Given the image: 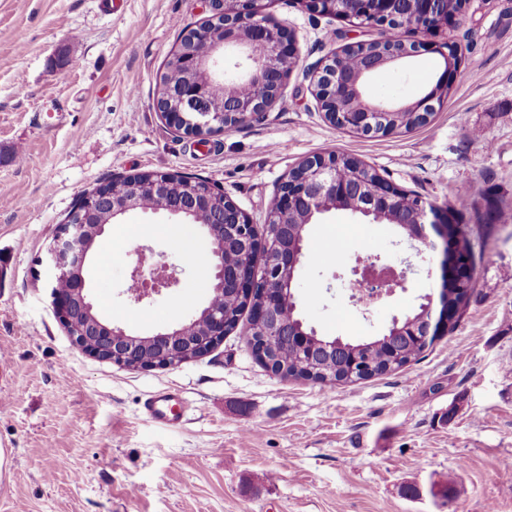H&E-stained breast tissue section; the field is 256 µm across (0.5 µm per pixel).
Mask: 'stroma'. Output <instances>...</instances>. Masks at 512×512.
<instances>
[{"instance_id": "35a3bbf8", "label": "stroma", "mask_w": 512, "mask_h": 512, "mask_svg": "<svg viewBox=\"0 0 512 512\" xmlns=\"http://www.w3.org/2000/svg\"><path fill=\"white\" fill-rule=\"evenodd\" d=\"M265 13L294 33L298 64L263 117L201 145L156 99L181 32L209 16L206 0H0V512H512V0H468L462 22L436 36L460 52L447 102L428 124L378 137L329 124L307 75L376 30L301 0H266ZM441 70L424 54L370 92L412 101ZM330 153L455 207L480 233L475 291L416 364L334 387L273 375L235 331L168 369L73 345L52 306L48 248L81 195L115 176L178 173L260 223L289 170ZM168 222L133 211L107 225L88 264L104 321L147 334L206 303L209 241L196 226L177 247ZM139 248L178 284L137 303L127 288ZM376 255L409 272L366 308L348 272ZM293 289L319 335L355 341L438 295L439 256L416 255L395 225L336 210L310 225ZM162 390L180 397L171 425L143 408ZM409 484L419 497L405 495Z\"/></svg>"}]
</instances>
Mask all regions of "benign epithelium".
I'll return each instance as SVG.
<instances>
[{"label":"benign epithelium","mask_w":512,"mask_h":512,"mask_svg":"<svg viewBox=\"0 0 512 512\" xmlns=\"http://www.w3.org/2000/svg\"><path fill=\"white\" fill-rule=\"evenodd\" d=\"M210 15L186 34L171 54L186 80L167 89L156 100L165 120L184 135L208 140L212 130H229L260 118L276 102L295 64V43L290 31L271 23L261 10V0H208ZM307 10L322 16H338L355 27L374 28L379 35L349 43L327 56L313 70L315 97L325 118L336 128L362 136L385 131L384 118L408 113L417 124L429 121L432 112L448 97L460 65L456 45L425 39L442 26H453L461 14L448 13V0H352L357 10L336 12L340 0H302ZM396 25L402 37L388 41L386 31ZM221 27L223 35L212 36ZM355 51L361 63L342 76L343 51ZM424 52L437 53L442 72L434 84L411 103H385L370 98L366 82L374 74L398 68ZM224 86L216 98L212 89ZM266 88L261 101L243 91L246 85ZM170 173H151L133 186L124 198L112 197L107 184L83 196L55 235L51 249L53 283L64 280L67 293L52 288L53 306L74 345L85 353L133 369H167L200 358L224 341V310L215 306L216 295L234 289L252 306L253 323L264 336H280L300 349L316 335L296 315L293 293L296 273L304 258L307 226L336 209H351L373 223L397 224L417 253L440 255L439 306L425 297L416 317L393 318L384 335L410 336L419 345L448 333V273L457 259L448 254V205L418 198L408 209L409 193L387 178L373 175L363 163L348 164L335 155L308 157L302 172L286 176L275 193L276 208L267 211L264 229L224 193L205 180H189L174 188ZM158 203L156 212L187 224H198L210 241L206 269L211 276V295L204 307L177 325L149 336L102 321L95 313L87 287L90 251L105 230L103 224H84V203L107 220L118 221L139 208L143 195ZM130 279L137 288L129 292L142 302L172 288L178 279L165 263L151 266L136 261ZM406 271L379 257H359L350 270V287L365 288L383 298L403 287Z\"/></svg>","instance_id":"7a95c632"}]
</instances>
